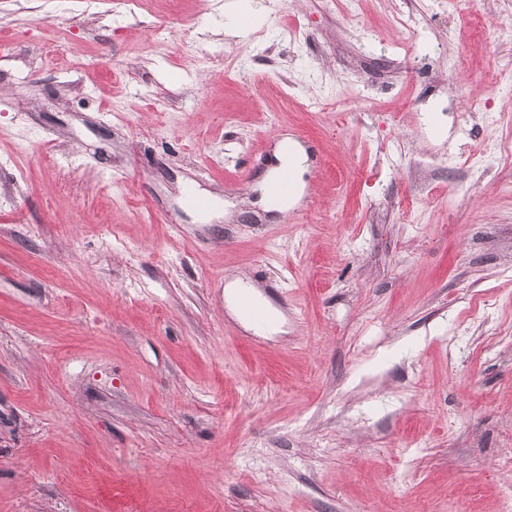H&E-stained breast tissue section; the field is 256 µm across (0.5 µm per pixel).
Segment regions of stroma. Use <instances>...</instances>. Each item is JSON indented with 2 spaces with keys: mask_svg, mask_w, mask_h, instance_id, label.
Segmentation results:
<instances>
[{
  "mask_svg": "<svg viewBox=\"0 0 512 512\" xmlns=\"http://www.w3.org/2000/svg\"><path fill=\"white\" fill-rule=\"evenodd\" d=\"M228 3L0 0V512H512V0ZM276 159L277 163L269 170L268 174L262 181L264 209L265 211L286 213L288 212V209L295 203L302 187V175L305 170L304 164L307 161V157L305 151L300 146H298L297 150H295V156L293 158V165L296 175L294 188L293 171L291 167L288 166V153H285L280 149V143L277 148ZM283 168H288V170L281 172L279 177L269 184V193L272 197L278 198L289 193L292 188L293 192L291 195L286 196L281 200L274 201L268 197L266 193V185L268 181H271L273 178H275L279 171Z\"/></svg>",
  "mask_w": 512,
  "mask_h": 512,
  "instance_id": "35a3bbf8",
  "label": "stroma"
}]
</instances>
